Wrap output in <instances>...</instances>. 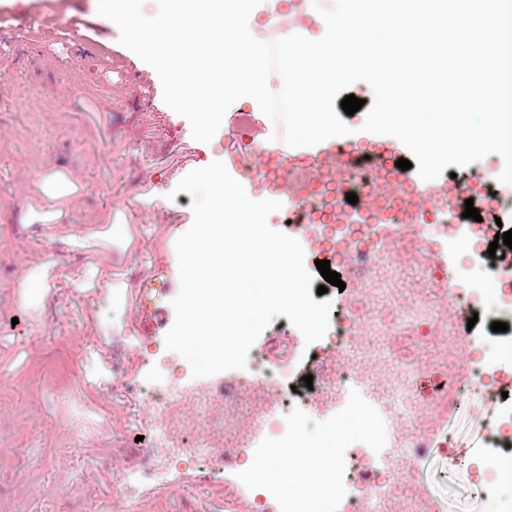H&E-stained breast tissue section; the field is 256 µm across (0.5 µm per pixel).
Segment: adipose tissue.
I'll return each instance as SVG.
<instances>
[{"label":"adipose tissue","mask_w":512,"mask_h":512,"mask_svg":"<svg viewBox=\"0 0 512 512\" xmlns=\"http://www.w3.org/2000/svg\"><path fill=\"white\" fill-rule=\"evenodd\" d=\"M333 462L323 455H313L304 445L276 449L267 460L255 466L256 483H266L270 475L287 478L293 475L300 479L308 497L320 498L332 483Z\"/></svg>","instance_id":"1"}]
</instances>
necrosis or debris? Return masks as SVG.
<instances>
[{
    "instance_id": "necrosis-or-debris-1",
    "label": "necrosis or debris",
    "mask_w": 512,
    "mask_h": 512,
    "mask_svg": "<svg viewBox=\"0 0 512 512\" xmlns=\"http://www.w3.org/2000/svg\"><path fill=\"white\" fill-rule=\"evenodd\" d=\"M230 138L232 156L247 162L246 175L266 181L256 164L269 149L254 139L249 122L239 123ZM279 188L288 197L284 217L308 262L329 261L346 275L334 328L311 345L317 356L310 368L323 383L312 398H344L338 422L354 427L370 414L375 430L349 451L330 438L320 443L321 453L337 459L345 471L322 503L296 494L293 480L267 483L266 495L278 501L277 512H333L336 503L340 512H435L437 505L417 476L418 452L431 446L455 408L460 371H468L474 388L487 382L457 294L438 289L448 271L430 246L457 253L473 242L487 244L499 233L497 224L465 225L457 216L468 199L475 208L512 215V190L492 176L452 183L443 178L434 184L425 208L410 211L402 205L410 182L398 167L358 168L342 182L311 160L290 164ZM350 192L371 197L372 211H354L346 201ZM284 377L283 367L250 361L249 391L236 397L220 447L200 435L213 413L210 395L168 388L151 403L154 427L146 448L155 460L171 465L234 456L240 484L251 485L252 466L263 457L251 451L242 426L257 414L254 392L275 399ZM185 399L194 432L181 445L164 433L163 423L170 402ZM393 453L400 458L395 469L388 464Z\"/></svg>"
}]
</instances>
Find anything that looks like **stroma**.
I'll use <instances>...</instances> for the list:
<instances>
[{"instance_id": "1", "label": "stroma", "mask_w": 512, "mask_h": 512, "mask_svg": "<svg viewBox=\"0 0 512 512\" xmlns=\"http://www.w3.org/2000/svg\"><path fill=\"white\" fill-rule=\"evenodd\" d=\"M28 9L0 0V305L18 319L0 331V512H258L219 463L162 476L137 440L151 427L145 392L165 381L137 347L165 348L180 291L175 241L194 220L175 187L223 159L240 108L197 141L97 0H53L38 27L25 24ZM270 338L296 365L288 382L305 443L333 433L349 445L335 417L306 402L301 332L278 316L254 350ZM500 411L495 394L466 391L418 460L441 512H512V489H478L468 471L494 455Z\"/></svg>"}]
</instances>
